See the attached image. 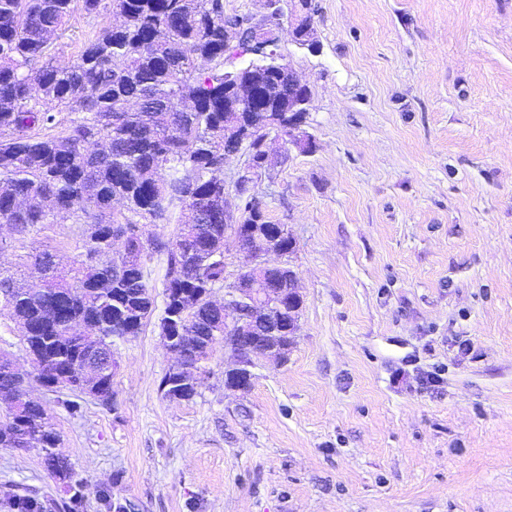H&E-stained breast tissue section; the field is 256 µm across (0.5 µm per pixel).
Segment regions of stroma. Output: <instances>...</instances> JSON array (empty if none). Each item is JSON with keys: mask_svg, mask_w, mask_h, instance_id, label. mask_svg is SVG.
Masks as SVG:
<instances>
[{"mask_svg": "<svg viewBox=\"0 0 512 512\" xmlns=\"http://www.w3.org/2000/svg\"><path fill=\"white\" fill-rule=\"evenodd\" d=\"M314 2L316 50L279 43L314 148L253 188L296 241V341L245 393L216 344L172 401L154 318L114 346V408L30 383L83 512H512V0ZM106 20L75 9L60 60ZM43 250L71 266L81 225L0 230V277ZM9 491L67 512L38 449L0 448Z\"/></svg>", "mask_w": 512, "mask_h": 512, "instance_id": "stroma-1", "label": "stroma"}]
</instances>
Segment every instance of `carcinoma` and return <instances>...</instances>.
<instances>
[{"instance_id":"carcinoma-1","label":"carcinoma","mask_w":512,"mask_h":512,"mask_svg":"<svg viewBox=\"0 0 512 512\" xmlns=\"http://www.w3.org/2000/svg\"><path fill=\"white\" fill-rule=\"evenodd\" d=\"M76 0H0V224L19 233L32 224L85 225L83 251L71 275L45 263L39 281L0 277V302L11 309L23 343L46 360L34 379L57 383L112 406L110 372L86 389L83 374L92 345L136 337L154 311L144 269L154 253L166 256L162 320L184 314L187 336H217L224 311L210 292L224 285V127L261 124L266 112H241L227 88L259 76L269 101L288 86L267 72L235 71L227 61L248 53L225 43V25L250 29L249 15H224V0H82L88 14L113 13L123 23L102 25L66 63L55 41L66 31ZM79 113L69 121L63 113ZM242 205L229 220L268 223L250 186L235 182ZM129 217L116 228L115 204ZM200 210L193 227L180 226L165 243L145 242L132 260L115 247L125 235L143 238L141 224L170 220L169 207ZM16 406L0 420V448H39L46 470L69 495V512L83 508L86 485L55 453L60 435L47 408L22 400L21 380L0 378V393ZM13 512L40 500L15 494Z\"/></svg>"}]
</instances>
